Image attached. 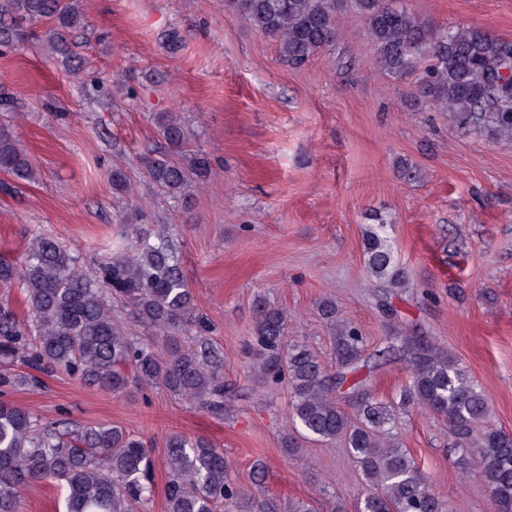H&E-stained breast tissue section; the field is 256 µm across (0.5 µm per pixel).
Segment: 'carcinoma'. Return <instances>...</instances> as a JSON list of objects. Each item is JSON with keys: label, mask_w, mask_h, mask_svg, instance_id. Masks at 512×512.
<instances>
[{"label": "carcinoma", "mask_w": 512, "mask_h": 512, "mask_svg": "<svg viewBox=\"0 0 512 512\" xmlns=\"http://www.w3.org/2000/svg\"><path fill=\"white\" fill-rule=\"evenodd\" d=\"M377 50L376 63L399 77L424 67L418 95L448 111L470 133L492 143L512 142V42L474 27L436 32L400 5V0H355ZM224 8L273 38L283 63L305 66L334 38L344 0H224ZM51 22L44 37L71 58L69 36L85 27L70 0H0V46L31 35L30 26ZM170 146L183 152L187 135L172 116L158 121ZM210 160L195 152L179 163L147 161L149 179L167 196L184 195L188 174L202 180ZM0 172L32 182L37 167L11 134L0 130ZM378 225L365 239L369 274L389 288H403L404 272ZM18 286L29 315L21 319L0 301V387L37 388L33 374L14 367L65 370L102 390L123 393L131 380L157 385L195 408L224 410L223 374L208 361L207 349L186 350L182 335H201L193 293L169 240L120 236L87 271L54 237L36 234L19 261L0 260V290ZM129 306L141 321L166 337L162 356L149 344L125 335L112 304ZM287 313L258 309L248 353L261 381L287 384L292 426L324 441L342 438L368 483L364 512H448L447 502L390 436L394 412L371 397L359 377L363 336L342 322L336 329L339 370L332 379L308 348L286 340ZM410 380L400 408L428 409L448 421L469 448L468 473L490 488L497 512H512V434L487 424L488 402L468 372L447 351L415 336L401 339ZM355 400L357 421L336 401V391ZM169 481L167 512H215L231 501L237 512H280L274 498L260 497L230 482L224 453L209 441L173 434L166 443ZM152 458L142 441L112 426H61L26 407L0 401V512H20V495L33 482L65 491V512H145L150 501Z\"/></svg>", "instance_id": "1"}]
</instances>
